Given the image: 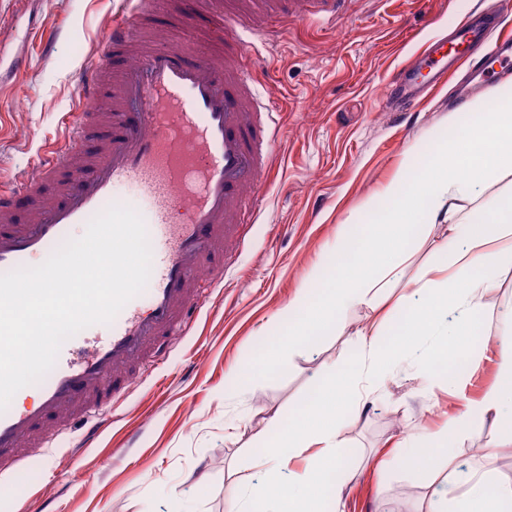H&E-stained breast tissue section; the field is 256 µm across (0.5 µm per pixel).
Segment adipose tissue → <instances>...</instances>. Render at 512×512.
Here are the masks:
<instances>
[{
  "label": "adipose tissue",
  "instance_id": "ef3b65f1",
  "mask_svg": "<svg viewBox=\"0 0 512 512\" xmlns=\"http://www.w3.org/2000/svg\"><path fill=\"white\" fill-rule=\"evenodd\" d=\"M470 112L467 123L449 116L447 134L428 136L419 158L411 159L383 189L381 202L371 203V224L339 253L336 272L324 289L316 294L299 292L288 305L289 334L302 339L316 313L374 302L389 287L401 265L397 245L418 214L464 226V245L447 244V277H439L435 266L416 274L415 285L428 292L429 313L415 312L397 338L388 341L372 327L359 332L360 359L341 374L333 394L337 401L350 398L352 414H360L399 355L415 351V337L437 322L442 323L445 338L434 349V358L455 362L465 336L483 344L496 342L504 357L499 383L450 418L449 433L499 414L505 396L512 395V336L491 337L481 320L500 268L512 257V191L498 195L490 206L467 208L490 181L512 176V82L473 101ZM343 420L340 414L309 413L288 427L273 424L265 436L268 483L250 490L245 512H321L324 500L337 494L333 477L339 460L331 452L343 445ZM304 452L309 465L298 482V493L280 490L284 469ZM466 483L462 495H439L433 512H501L502 504L512 502V477L496 479L490 471L474 469Z\"/></svg>",
  "mask_w": 512,
  "mask_h": 512
}]
</instances>
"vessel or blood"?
<instances>
[{
  "label": "vessel or blood",
  "instance_id": "vessel-or-blood-1",
  "mask_svg": "<svg viewBox=\"0 0 512 512\" xmlns=\"http://www.w3.org/2000/svg\"><path fill=\"white\" fill-rule=\"evenodd\" d=\"M345 0H123L89 64L79 71L78 104L57 147L39 161L50 194L21 183L0 191V272L46 260L136 184L152 204L149 305L131 299L107 324L68 339L25 405L27 389L0 412V472L16 470L31 444H45L44 426L65 429L86 419L93 446L104 413L127 386L129 373L164 357L200 304L202 271L222 278L225 251L268 172L277 110L244 61L242 32L275 42L283 20L335 23ZM160 10L175 27L207 23L205 50L189 52L173 37L147 38L143 24ZM512 11L460 20L423 67L391 72L386 96L409 111L422 70L438 75L469 65L454 98L463 102L493 78L512 73V39L503 29Z\"/></svg>",
  "mask_w": 512,
  "mask_h": 512
}]
</instances>
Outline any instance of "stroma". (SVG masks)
<instances>
[{
    "label": "stroma",
    "mask_w": 512,
    "mask_h": 512,
    "mask_svg": "<svg viewBox=\"0 0 512 512\" xmlns=\"http://www.w3.org/2000/svg\"><path fill=\"white\" fill-rule=\"evenodd\" d=\"M120 0H32L18 11L0 0L8 48L28 47L15 83L0 86V187L33 178L39 149L52 143L73 109L77 76ZM502 0H347L336 26L289 25L277 45L245 40L266 64L262 89L280 105L279 133L260 211L227 255L224 280L204 291L197 319L174 337L159 367L133 379L107 415L92 448L82 428L52 431L47 447L0 476V512H240L250 488L266 482L264 432L325 401L334 375L357 358L356 334L395 333L426 292L406 287L416 270L446 261L447 225L419 216L403 243L409 258L393 292L404 305L334 310L300 344L282 342L284 310L303 289L319 288L336 265L334 246L370 223L378 199L424 138L448 129L453 84L419 92L410 111L384 97L383 84L426 42L462 18L500 9ZM483 315L497 336L512 334V264L497 276ZM456 379L431 377L403 361L375 389L362 417L345 420L335 512H427L444 482L422 463L403 464L416 442L461 472L512 477V422L500 419L448 433V419L498 379V351Z\"/></svg>",
    "instance_id": "stroma-1"
}]
</instances>
